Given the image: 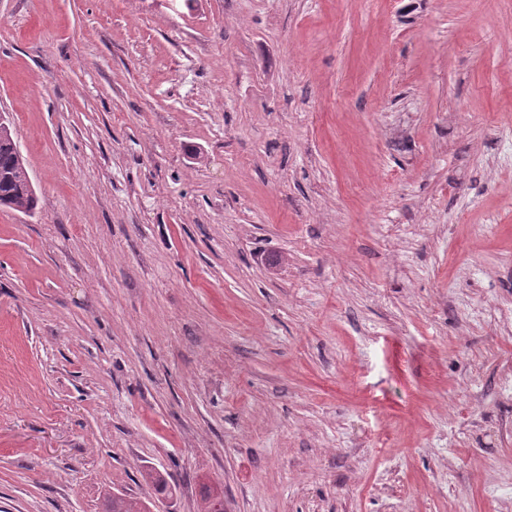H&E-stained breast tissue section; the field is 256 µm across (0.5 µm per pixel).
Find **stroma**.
<instances>
[{"label":"stroma","instance_id":"1","mask_svg":"<svg viewBox=\"0 0 512 512\" xmlns=\"http://www.w3.org/2000/svg\"><path fill=\"white\" fill-rule=\"evenodd\" d=\"M1 112L0 512H512V0H0ZM11 135L9 124L0 125V208L31 214L38 205L35 189L29 184L26 160ZM23 210V211H22Z\"/></svg>","mask_w":512,"mask_h":512}]
</instances>
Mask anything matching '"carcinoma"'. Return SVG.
Masks as SVG:
<instances>
[{
	"label": "carcinoma",
	"instance_id": "obj_1",
	"mask_svg": "<svg viewBox=\"0 0 512 512\" xmlns=\"http://www.w3.org/2000/svg\"><path fill=\"white\" fill-rule=\"evenodd\" d=\"M29 180L26 160L13 150L10 127L0 126V208L33 213L38 205V196ZM108 512H150V508L141 500L114 494Z\"/></svg>",
	"mask_w": 512,
	"mask_h": 512
}]
</instances>
